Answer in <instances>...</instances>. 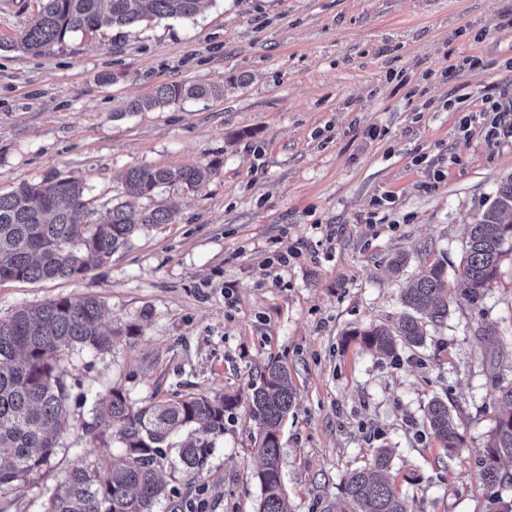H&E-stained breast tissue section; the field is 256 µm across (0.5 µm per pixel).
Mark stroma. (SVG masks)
Wrapping results in <instances>:
<instances>
[{
    "mask_svg": "<svg viewBox=\"0 0 512 512\" xmlns=\"http://www.w3.org/2000/svg\"><path fill=\"white\" fill-rule=\"evenodd\" d=\"M39 3L0 0L1 193L58 173L99 204L135 165L219 168L197 192L162 191L175 223L138 231L86 277L0 283V317L94 295L114 336L109 352L66 354L72 426L0 512H43L115 386L136 403L238 395L202 473L170 481L156 512H256L248 395L272 358L297 389L281 431L290 512H339L342 478L382 447L410 512H498L478 459L495 386L512 381V250L483 304L454 290L422 345L384 358L346 334L393 324L402 288L435 261L456 281L468 225L512 175V0H210L192 19L79 33L35 56L12 44ZM472 55L479 66L457 68ZM164 83L224 95L124 112ZM489 99L509 110L492 136ZM436 396L466 443L444 462L423 423Z\"/></svg>",
    "mask_w": 512,
    "mask_h": 512,
    "instance_id": "1",
    "label": "stroma"
}]
</instances>
